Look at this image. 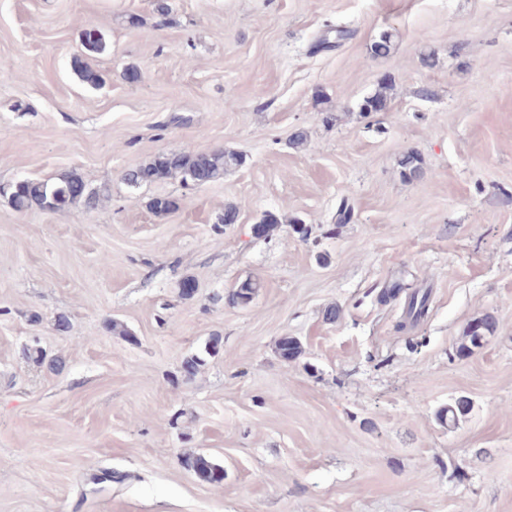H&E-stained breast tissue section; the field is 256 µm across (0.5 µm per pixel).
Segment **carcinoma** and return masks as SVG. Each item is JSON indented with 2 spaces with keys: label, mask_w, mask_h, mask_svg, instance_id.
Returning a JSON list of instances; mask_svg holds the SVG:
<instances>
[{
  "label": "carcinoma",
  "mask_w": 512,
  "mask_h": 512,
  "mask_svg": "<svg viewBox=\"0 0 512 512\" xmlns=\"http://www.w3.org/2000/svg\"><path fill=\"white\" fill-rule=\"evenodd\" d=\"M76 72L83 82L97 86L102 82L100 73L85 60L77 57L73 61ZM420 159L417 154L408 152L399 161L400 174L404 178L416 175ZM242 164V157L234 152L201 151L194 153H170L156 156L145 165L126 174V181L133 185L154 182L179 174L183 182L201 186L214 182L224 176V171L231 166ZM98 194L86 191L84 181L76 175H64L56 181L20 180L11 187L10 203L18 211L37 209L57 211L75 204L87 208L96 205ZM256 285L250 281L242 283L235 291L228 294L226 300L231 305H245L250 302ZM429 309L428 294L413 292L408 301L407 315L412 322L423 319ZM496 329V318L487 313L471 323L465 330L457 346V354L466 356L479 347L485 337ZM206 356L198 354L185 358L181 372L186 377L195 375L205 364L206 357H215L220 353V337L215 336L205 349ZM278 353L286 360H293L301 354L300 342L290 336H283L278 343ZM183 467L193 473L200 481L220 486L224 483V467L211 458L201 454H190L183 458Z\"/></svg>",
  "instance_id": "obj_1"
}]
</instances>
